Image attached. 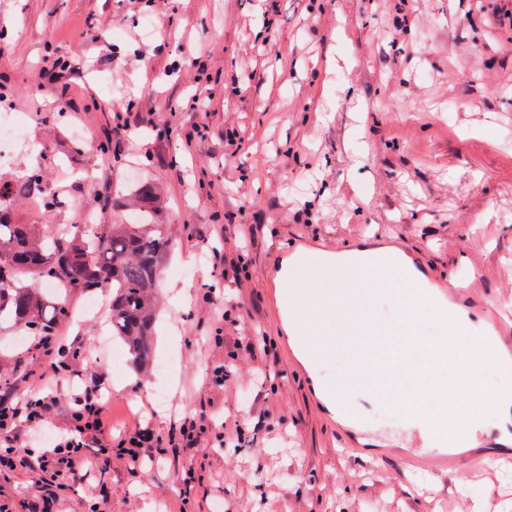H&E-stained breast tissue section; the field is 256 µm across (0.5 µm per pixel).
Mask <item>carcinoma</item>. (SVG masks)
I'll return each instance as SVG.
<instances>
[{
  "instance_id": "carcinoma-1",
  "label": "carcinoma",
  "mask_w": 512,
  "mask_h": 512,
  "mask_svg": "<svg viewBox=\"0 0 512 512\" xmlns=\"http://www.w3.org/2000/svg\"><path fill=\"white\" fill-rule=\"evenodd\" d=\"M46 184L40 167L22 178H0V327L8 324L43 342L71 317V293L99 289L112 295V335L135 360L146 362L155 322L153 288L172 248L163 225L155 223L160 191L150 182L137 183L129 190L131 217L94 233L82 225L51 234L38 224L14 223L13 202L41 195ZM49 282L62 289L46 291Z\"/></svg>"
}]
</instances>
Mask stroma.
<instances>
[{"label": "stroma", "mask_w": 512, "mask_h": 512, "mask_svg": "<svg viewBox=\"0 0 512 512\" xmlns=\"http://www.w3.org/2000/svg\"><path fill=\"white\" fill-rule=\"evenodd\" d=\"M0 29V113L28 119L18 165L57 157L48 191L62 201L51 213L20 203L15 223L75 224L83 209L121 223L137 178L163 193L158 221L173 242L147 364L117 369L103 352L109 294L72 297L60 336L80 356L53 391L54 426L68 427L100 372L113 439L141 426L166 436L196 415L224 428L220 448L166 445L138 472L117 458L92 470L63 491L64 512H512V469L478 480L474 496L456 485L471 458L409 472L397 451L420 439L397 407L368 411L387 458L344 453L346 424L323 412L316 387L347 384L351 356L308 381L274 301L285 249L391 244L451 288L478 267L477 299L512 311V0H0ZM200 52L212 101L193 112ZM130 100L138 121L117 126L112 108ZM106 139L108 163L96 150ZM241 255L249 277L237 285L224 275ZM227 298L223 322L213 306ZM259 334L277 359L262 390L269 352L235 344ZM13 337L0 331V398L34 394L49 369L34 339ZM225 363L232 375L216 383ZM42 432L24 428L28 466L0 475L13 512L38 493Z\"/></svg>", "instance_id": "stroma-1"}]
</instances>
